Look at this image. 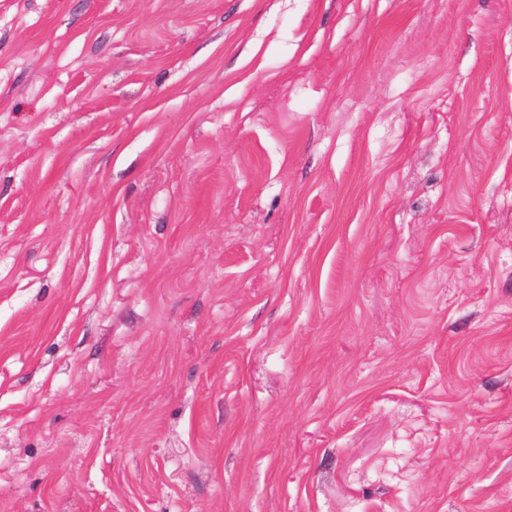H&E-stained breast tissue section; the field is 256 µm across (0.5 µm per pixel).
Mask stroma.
<instances>
[{
  "label": "stroma",
  "instance_id": "1",
  "mask_svg": "<svg viewBox=\"0 0 512 512\" xmlns=\"http://www.w3.org/2000/svg\"><path fill=\"white\" fill-rule=\"evenodd\" d=\"M0 512H512V0H0Z\"/></svg>",
  "mask_w": 512,
  "mask_h": 512
}]
</instances>
